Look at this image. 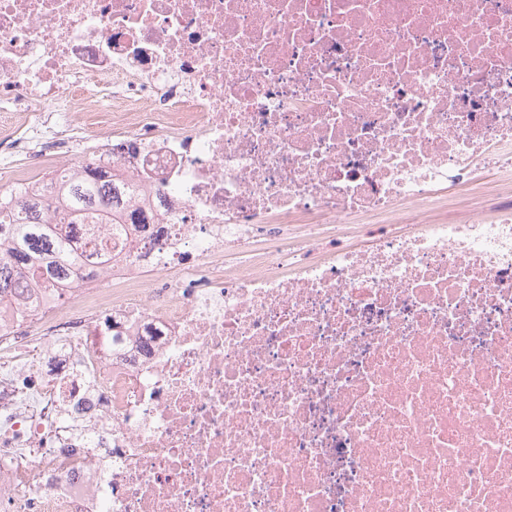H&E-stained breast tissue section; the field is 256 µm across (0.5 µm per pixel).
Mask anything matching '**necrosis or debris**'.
Segmentation results:
<instances>
[{
  "label": "necrosis or debris",
  "instance_id": "4bbe7bcc",
  "mask_svg": "<svg viewBox=\"0 0 512 512\" xmlns=\"http://www.w3.org/2000/svg\"><path fill=\"white\" fill-rule=\"evenodd\" d=\"M81 164L0 512H512V0H0V212Z\"/></svg>",
  "mask_w": 512,
  "mask_h": 512
}]
</instances>
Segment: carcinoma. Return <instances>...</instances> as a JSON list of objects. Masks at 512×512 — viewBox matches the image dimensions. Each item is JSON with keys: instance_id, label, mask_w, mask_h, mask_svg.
<instances>
[{"instance_id": "obj_1", "label": "carcinoma", "mask_w": 512, "mask_h": 512, "mask_svg": "<svg viewBox=\"0 0 512 512\" xmlns=\"http://www.w3.org/2000/svg\"><path fill=\"white\" fill-rule=\"evenodd\" d=\"M116 198L102 176L76 175L38 202L17 199L15 212L0 219V247L10 246L6 261L0 262V306L17 300L24 280L40 279L48 287L79 274L72 247L51 231L46 214L61 206L77 223L93 211L108 220Z\"/></svg>"}]
</instances>
